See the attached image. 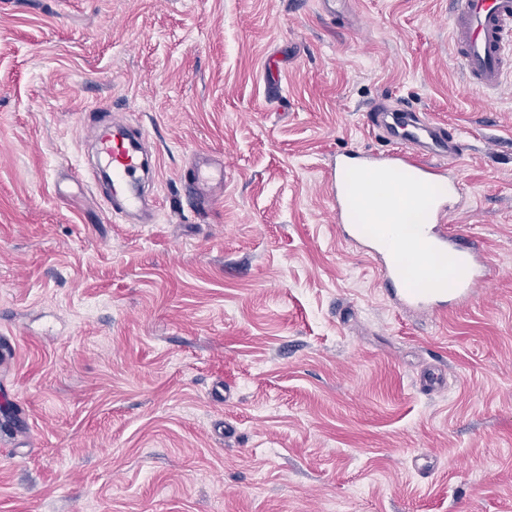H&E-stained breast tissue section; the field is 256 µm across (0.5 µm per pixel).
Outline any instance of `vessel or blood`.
<instances>
[{
	"mask_svg": "<svg viewBox=\"0 0 512 512\" xmlns=\"http://www.w3.org/2000/svg\"><path fill=\"white\" fill-rule=\"evenodd\" d=\"M453 58L469 83L482 91L502 88L512 69V0H461L452 28ZM373 129L392 139L391 149L379 153L347 151L337 155L328 175V191L336 212V228L345 240L357 243L376 262L386 290L402 310L437 316L449 307L473 304L487 283L489 262L480 240L462 235L451 217L460 204V188L447 170L448 161L459 158L461 144L447 128L419 118L411 111L373 110ZM99 158L112 172L107 203L113 217L127 218L143 212V178L156 167L145 150V135L134 126L114 125L101 133L99 125L89 132ZM411 171L426 185L444 183L448 191L437 198L427 220L410 225L409 235L417 249L409 256L419 270L420 287L406 283L399 262V240L389 225L364 231L350 224L346 214L351 194L343 178L349 173L391 176ZM187 189L202 208L219 200L224 189V168L209 159L197 158L188 168Z\"/></svg>",
	"mask_w": 512,
	"mask_h": 512,
	"instance_id": "vessel-or-blood-1",
	"label": "vessel or blood"
}]
</instances>
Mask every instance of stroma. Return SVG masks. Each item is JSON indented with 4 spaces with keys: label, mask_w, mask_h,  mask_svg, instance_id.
Masks as SVG:
<instances>
[{
    "label": "stroma",
    "mask_w": 512,
    "mask_h": 512,
    "mask_svg": "<svg viewBox=\"0 0 512 512\" xmlns=\"http://www.w3.org/2000/svg\"><path fill=\"white\" fill-rule=\"evenodd\" d=\"M454 3L0 0V512H512V82L466 86ZM375 105L462 142L491 280L447 316L336 232ZM98 118L145 131L154 223L113 219ZM186 188L194 195L201 207L209 209L221 197L224 190V166L215 165L209 159L198 157L187 169Z\"/></svg>",
    "instance_id": "obj_1"
}]
</instances>
